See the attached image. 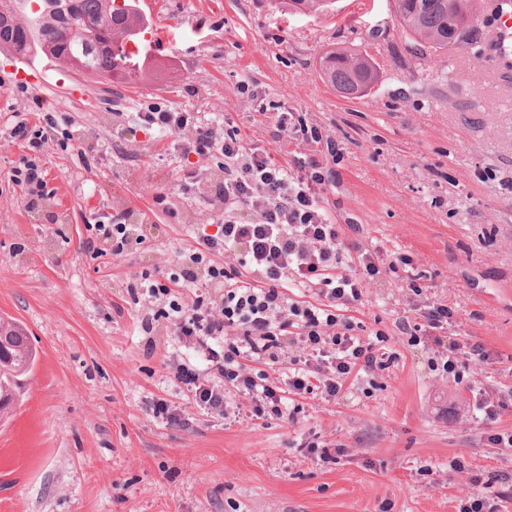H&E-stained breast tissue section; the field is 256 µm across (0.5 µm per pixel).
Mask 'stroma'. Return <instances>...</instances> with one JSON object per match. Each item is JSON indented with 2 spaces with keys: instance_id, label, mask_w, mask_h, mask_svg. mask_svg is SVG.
I'll list each match as a JSON object with an SVG mask.
<instances>
[{
  "instance_id": "35a3bbf8",
  "label": "stroma",
  "mask_w": 512,
  "mask_h": 512,
  "mask_svg": "<svg viewBox=\"0 0 512 512\" xmlns=\"http://www.w3.org/2000/svg\"><path fill=\"white\" fill-rule=\"evenodd\" d=\"M151 2L149 27L167 43L142 82L57 65L44 86H22L17 58L0 51V317L22 323L37 350L0 422V512H459L474 493L500 492L512 476V446L491 441L512 434V57L492 53L495 20L476 41L417 60L403 56L394 0H337L319 14L276 0ZM339 49L382 64L364 97L321 78V56ZM156 107L231 123L246 147L289 168L313 148L274 139L275 111L303 113L335 140L330 221L399 263L351 313L362 341L385 333L394 366L259 427L234 391L227 414L195 406L173 369H205L204 356L166 321L144 333L156 301L132 300L127 284L166 278L196 234L216 233L224 214L202 195L223 181L224 158L183 155L141 126L138 113ZM39 117L56 125L32 156L47 183L37 197L12 180L25 150L10 129ZM189 171L199 196L180 188ZM124 212L144 242L91 259L87 225ZM439 301L454 310L449 335L490 353L460 381L434 369L431 337L414 345L397 328ZM159 401L182 424L156 415ZM482 401L507 409L491 419ZM306 441L340 452L307 458Z\"/></svg>"
}]
</instances>
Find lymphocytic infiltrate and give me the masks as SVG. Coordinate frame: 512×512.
I'll return each mask as SVG.
<instances>
[{
  "instance_id": "f902f5d3",
  "label": "lymphocytic infiltrate",
  "mask_w": 512,
  "mask_h": 512,
  "mask_svg": "<svg viewBox=\"0 0 512 512\" xmlns=\"http://www.w3.org/2000/svg\"><path fill=\"white\" fill-rule=\"evenodd\" d=\"M139 118L174 135L193 129V136L181 144L184 153L218 152L225 167L236 170L215 192L224 201L221 232L200 236L196 246L181 255L180 274L149 286L154 297L167 300L176 336L192 341L208 362V372L186 365L178 375L196 405L223 411L224 388L229 385L249 397L252 419L282 415L279 387L268 372L252 373L248 365L278 364L284 338L294 332L303 344L297 367L288 372L294 395L321 394L332 399L354 373L387 368V361L372 345L354 336L347 315L361 301L366 282L377 278L382 269L366 250L358 255L360 272L342 269L340 231L321 205L331 183L330 169L311 156L298 171H289L271 155L247 151L236 133L218 134L213 124L199 121L190 112L154 110L140 113ZM274 134L322 143L328 154L336 152L335 141L324 139L317 126L296 112L278 113ZM243 209L250 211V219L240 217ZM90 230L86 249L93 255L102 243L119 254L142 241L140 225L128 223L121 215L111 223L91 225ZM232 250L249 266L252 279H238L214 263V255ZM200 280L222 288L219 301L198 295L186 303L175 295L176 286ZM292 288L300 289L299 298L289 297ZM235 328L242 331L240 343L225 344V334Z\"/></svg>"
}]
</instances>
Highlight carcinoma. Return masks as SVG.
Segmentation results:
<instances>
[{
  "mask_svg": "<svg viewBox=\"0 0 512 512\" xmlns=\"http://www.w3.org/2000/svg\"><path fill=\"white\" fill-rule=\"evenodd\" d=\"M69 2L91 26L68 27L54 14L35 19L23 9L22 0H0V49L20 57H45L65 67L69 66L70 53L83 52L92 76L142 79L145 61H133L126 50L129 41L140 44L141 34L147 29L135 0H126V7L120 10L113 0ZM285 4L295 11L316 14L331 10L335 0H285ZM396 14L407 51L419 60L459 48L479 32L474 0H396ZM320 71L342 96L360 98L378 83L381 67L366 51H331L321 57ZM0 324L17 340L11 356L0 358V398L17 401L23 395V378L32 371L37 352L20 325L3 318Z\"/></svg>",
  "mask_w": 512,
  "mask_h": 512,
  "instance_id": "cac0c4a2",
  "label": "carcinoma"
}]
</instances>
